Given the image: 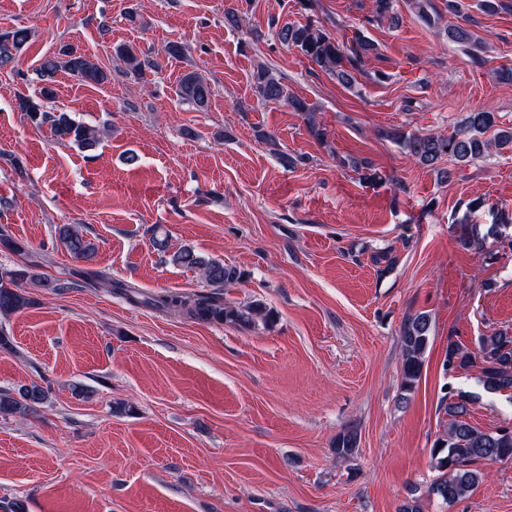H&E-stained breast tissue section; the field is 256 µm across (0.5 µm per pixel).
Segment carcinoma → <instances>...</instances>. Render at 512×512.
Instances as JSON below:
<instances>
[{
  "instance_id": "cac0c4a2",
  "label": "carcinoma",
  "mask_w": 512,
  "mask_h": 512,
  "mask_svg": "<svg viewBox=\"0 0 512 512\" xmlns=\"http://www.w3.org/2000/svg\"><path fill=\"white\" fill-rule=\"evenodd\" d=\"M375 2V12L367 18L368 23L379 22L384 18L393 23L398 20L393 12V0ZM448 12L461 19V22L448 26V40L465 48L473 63L484 64L485 59L479 55V51L484 49L485 42L469 27L471 19L461 13L458 0H448ZM30 37L31 30L23 26L1 32L0 67L11 64L27 46ZM276 37L283 45L295 48L343 85L352 84L354 73L363 71L369 51L375 49L360 29L349 36L343 32L335 36L314 19L300 25L283 24L277 29ZM113 51L123 62V73L127 76H142L147 70L160 68L157 61L130 44H118L113 47ZM38 71L44 81L53 80L59 72L68 73L88 84L101 85L110 79L107 71L87 55L69 46L46 57ZM252 89L256 97L264 102L283 101L293 111L304 114L310 133L318 140L323 139L324 132L316 121L312 107L299 97L288 96L282 77L272 69L264 65L257 66L252 73ZM176 94L184 102L203 109L209 104L212 88L202 74L190 71L179 79ZM19 107L36 127L49 124L51 136L57 142L70 143L83 151L92 150L100 143L99 129L79 122L65 112L52 115L43 110L41 103L24 96L19 97ZM491 130L494 136L488 139L486 134ZM379 135L398 144L426 167L435 166L445 157L458 163H469L484 157L493 147L512 148V128L497 127L495 113L486 109L467 113L462 124L448 135H408L396 128L383 130ZM58 242L78 261L89 262L96 255V243L72 224L58 228ZM154 245L166 254L169 263L200 271L210 285L216 288L240 279V273L235 268L224 265L220 260L205 258L190 247L170 252L164 237L155 238ZM24 281L36 288L54 290L60 287L59 283L31 267L11 270L8 276H0V316H9L30 305L31 298L21 286ZM110 285L131 304L161 311H177L198 321L250 327L259 317L265 320L269 318V313L258 303L244 307L231 306L225 304L223 297L216 293L145 296L138 288L126 282L112 281ZM430 334L431 318L427 313L410 317L402 328L401 386L406 392H412L421 378ZM472 368L479 371L478 382L485 391L512 397V332L505 328L483 336L475 350L461 345L453 339V335H448V348L443 360L445 374L450 376ZM444 389L440 409L448 416V435L437 441L432 449L442 474L430 484L428 492L448 506L469 493L484 477V473L479 470L481 463L512 458V427H501L495 431L478 429L467 420L470 395L450 383ZM50 391V386L36 381L17 390L0 389V417L30 416L37 406L48 400ZM356 446L357 432L347 430L336 438V456L347 459L354 455Z\"/></svg>"
}]
</instances>
